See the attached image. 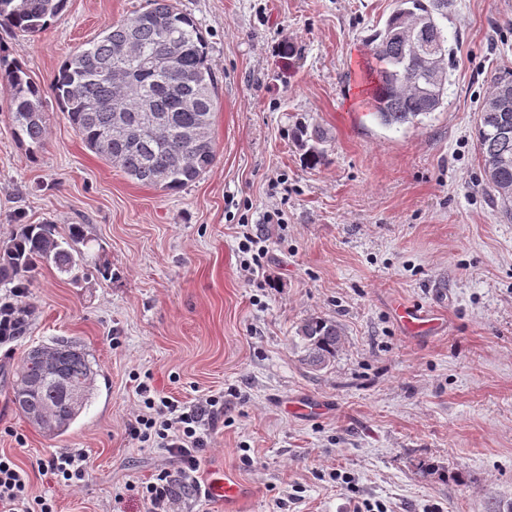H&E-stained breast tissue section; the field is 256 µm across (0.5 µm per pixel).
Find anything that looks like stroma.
<instances>
[{
    "label": "stroma",
    "mask_w": 512,
    "mask_h": 512,
    "mask_svg": "<svg viewBox=\"0 0 512 512\" xmlns=\"http://www.w3.org/2000/svg\"><path fill=\"white\" fill-rule=\"evenodd\" d=\"M199 25L218 82L213 168L164 192L128 178L75 133L54 94L62 63L146 0H67L45 29L0 25V55L39 89L47 137L19 141L0 85V246L22 225H82L90 270L32 273L31 314L0 349V454L57 512H149L142 491L161 448L129 429L138 378L183 402L218 396L200 467L173 512H488L512 501V221L481 184L475 119L491 76L512 68V0H450L448 106L391 129L369 114L365 38L391 0H173ZM320 127L311 167L299 126ZM279 220L268 223L267 217ZM268 253L241 269L240 227ZM442 322L410 335L395 308ZM335 320L336 359L304 368L293 346L310 317ZM79 341L95 398L62 437L12 402L28 350ZM321 401L314 417L290 411ZM84 454L72 487L38 460ZM233 473V506L197 486Z\"/></svg>",
    "instance_id": "stroma-1"
}]
</instances>
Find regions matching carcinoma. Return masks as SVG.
<instances>
[{"label": "carcinoma", "mask_w": 512, "mask_h": 512, "mask_svg": "<svg viewBox=\"0 0 512 512\" xmlns=\"http://www.w3.org/2000/svg\"><path fill=\"white\" fill-rule=\"evenodd\" d=\"M449 0H395L382 27L365 39L374 63L375 88L371 114L383 127L415 125L448 106L449 49L444 27L434 20L448 18ZM65 0H0V23L22 33H36L46 18L58 14ZM429 23L426 31L416 29ZM204 37L197 23L171 0H147V7L112 22L63 65L55 92L66 116L85 145L118 167L129 178L162 191H174L196 181L216 161L212 136L218 104L216 80L206 63ZM175 58L176 71L147 69L133 81L124 68L142 57ZM0 83L10 90L9 119L14 134L33 144L47 135L38 90L23 69L0 68ZM512 93V69L496 72L475 119L476 147L482 162V182L501 211L512 216V102L496 100ZM122 100L124 123L134 126L145 109L159 128L118 135L113 104ZM306 163L327 161L321 148L324 132L302 127ZM83 225L73 224L66 238L53 224H26L19 235L0 248V285L25 287L24 279L40 264L79 278L84 253ZM342 330L333 321L312 317L297 328L300 363L311 371L327 368L341 345ZM52 372L44 371L27 352L12 382L13 403L25 418L41 413L33 425L49 434L65 435L81 416L96 390L98 371L85 348L75 340L57 338L45 346Z\"/></svg>", "instance_id": "obj_1"}]
</instances>
